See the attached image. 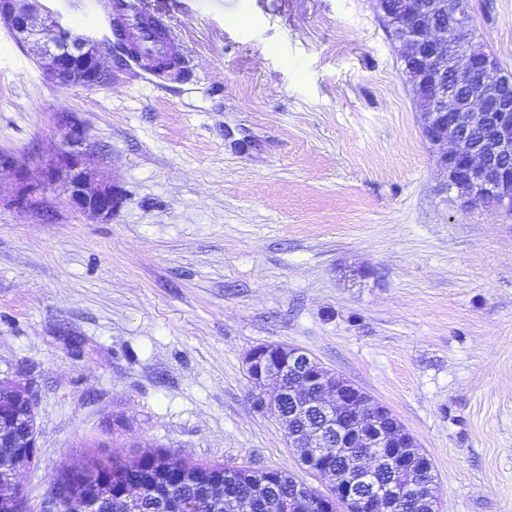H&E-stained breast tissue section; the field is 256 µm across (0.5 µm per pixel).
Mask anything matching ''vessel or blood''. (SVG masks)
<instances>
[{
    "label": "vessel or blood",
    "mask_w": 512,
    "mask_h": 512,
    "mask_svg": "<svg viewBox=\"0 0 512 512\" xmlns=\"http://www.w3.org/2000/svg\"><path fill=\"white\" fill-rule=\"evenodd\" d=\"M102 21L111 27L113 41L121 42L146 69L157 71L169 62L184 65V57L160 16L145 10L128 11L124 0H115L111 14L103 15Z\"/></svg>",
    "instance_id": "b4317fda"
}]
</instances>
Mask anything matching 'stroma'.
I'll use <instances>...</instances> for the list:
<instances>
[{
  "label": "stroma",
  "mask_w": 512,
  "mask_h": 512,
  "mask_svg": "<svg viewBox=\"0 0 512 512\" xmlns=\"http://www.w3.org/2000/svg\"><path fill=\"white\" fill-rule=\"evenodd\" d=\"M130 2L189 74L106 43L108 81L63 88L0 26V378L38 394L30 512L90 453L298 472L249 397L266 343L386 404L441 512H512V216L448 190L375 0ZM471 4L512 73V0ZM70 126L121 191L110 219L51 172Z\"/></svg>",
  "instance_id": "stroma-1"
}]
</instances>
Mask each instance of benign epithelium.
Here are the masks:
<instances>
[{"label":"benign epithelium","instance_id":"1","mask_svg":"<svg viewBox=\"0 0 512 512\" xmlns=\"http://www.w3.org/2000/svg\"><path fill=\"white\" fill-rule=\"evenodd\" d=\"M402 13L406 23L397 41L410 60L403 74L422 104V134L448 190L466 205L511 216L512 79L496 71L486 53L473 49L474 22L467 0H405ZM0 23L19 44L37 48L39 68L59 86L91 87L103 81L100 42L74 35L45 11L40 0H0ZM65 142L68 150L60 165L70 175V204L102 219L111 217L122 195L107 179L87 186L84 130L71 127ZM275 353L277 345L267 344L246 354L249 396L257 411L274 414L284 425L289 447L305 449L306 471L328 484L329 492L317 493L321 512H381L397 506L412 510L426 500L438 512L434 482L418 474L390 483L383 491L371 484L369 472L358 482L328 480L329 471L315 464L328 443L336 442L338 451L360 448L359 462L372 458L398 472L403 467L400 454H388L386 449L418 444L405 430L403 441H397L395 416L386 405L301 348L288 347L286 367L294 385L282 386L276 380V367L267 362ZM0 391L16 408L12 413L0 411V444L17 448L12 475L0 485V512H26L28 490L18 476L31 468L39 451L37 393L21 379L1 380ZM70 472L74 481L63 486L51 480V506L46 512H100L103 501L112 495L111 479L92 472L83 461ZM161 482L151 479L145 490L123 492L126 512H137L135 500Z\"/></svg>","mask_w":512,"mask_h":512}]
</instances>
